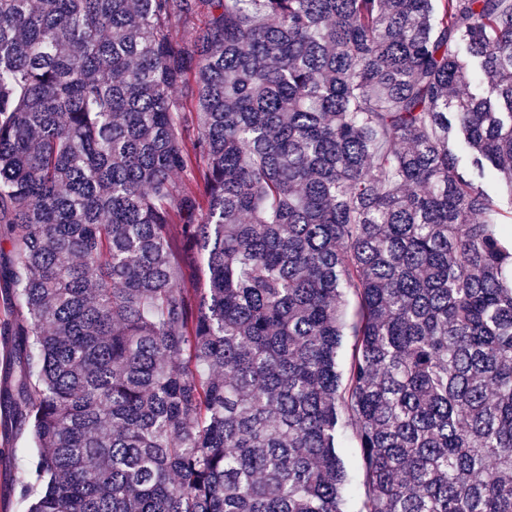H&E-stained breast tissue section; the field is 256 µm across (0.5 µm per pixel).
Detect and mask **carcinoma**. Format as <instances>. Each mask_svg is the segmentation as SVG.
Wrapping results in <instances>:
<instances>
[{"instance_id":"carcinoma-1","label":"carcinoma","mask_w":512,"mask_h":512,"mask_svg":"<svg viewBox=\"0 0 512 512\" xmlns=\"http://www.w3.org/2000/svg\"><path fill=\"white\" fill-rule=\"evenodd\" d=\"M488 170L512 190V0H0L7 494L343 512L350 426L361 512H512Z\"/></svg>"}]
</instances>
